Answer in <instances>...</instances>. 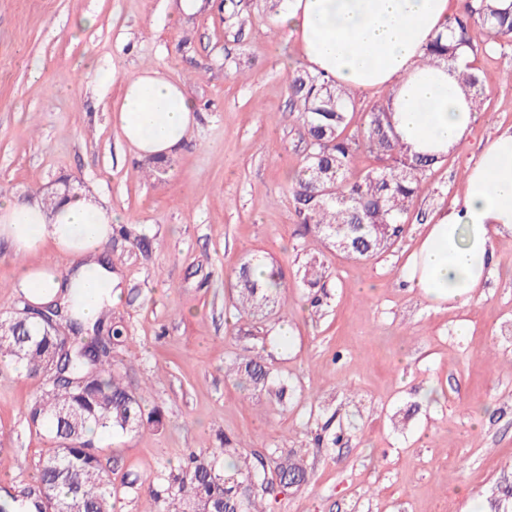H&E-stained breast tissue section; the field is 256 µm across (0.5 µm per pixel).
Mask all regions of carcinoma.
Instances as JSON below:
<instances>
[{"label":"carcinoma","mask_w":512,"mask_h":512,"mask_svg":"<svg viewBox=\"0 0 512 512\" xmlns=\"http://www.w3.org/2000/svg\"><path fill=\"white\" fill-rule=\"evenodd\" d=\"M447 29L426 46L427 64H452L462 53L469 57L512 44V6L501 11L491 0H459ZM457 80L470 92L472 111H482L486 74L467 64ZM288 89L308 138V153L291 178L301 232L339 251L347 245L345 254L354 259L380 254L402 236L411 207L426 189L428 172L443 157L416 153L402 142L388 97L375 103L363 126L352 132L353 91L306 69L294 72ZM364 155L375 165L355 176ZM261 264L254 257L236 275L235 307L243 313L267 305L283 287L273 270L264 283L253 277ZM322 275V261L311 257L303 279L314 284ZM66 325L69 338L35 318L21 320L18 312L0 315V358H12L29 378L50 375L26 415L30 426L56 444L40 462L36 484L17 494H0V512H114L117 492L94 429L112 435L164 425L162 410H146L145 394L130 389L112 356V347L126 340L123 327L114 323L107 334L104 321L89 327L73 317ZM243 372L255 386L267 381V371L257 362L245 365ZM245 478L247 486L225 476L218 458L191 454L183 467L160 473L148 494L154 512H264L257 500L273 481L254 465L247 467ZM304 480L303 462L290 453L281 456L278 484L295 486Z\"/></svg>","instance_id":"carcinoma-1"}]
</instances>
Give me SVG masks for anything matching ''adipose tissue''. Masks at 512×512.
<instances>
[{
    "label": "adipose tissue",
    "mask_w": 512,
    "mask_h": 512,
    "mask_svg": "<svg viewBox=\"0 0 512 512\" xmlns=\"http://www.w3.org/2000/svg\"><path fill=\"white\" fill-rule=\"evenodd\" d=\"M449 0H291L281 19L296 33L313 71L355 91L390 89L397 130L412 151L447 154L461 144L474 114L448 73L429 66L425 47L450 21ZM195 103L166 72L139 71L122 83L116 124L135 153L159 158L177 151L194 119ZM116 215L72 193L55 208L0 196V240L26 260L12 286L35 306L67 300L86 324L118 299L112 271L100 255ZM512 231V130L498 132L464 173L460 204L428 225L408 273L411 288L433 301L470 305L486 280L492 242ZM77 259L70 275L30 263L45 243Z\"/></svg>",
    "instance_id": "adipose-tissue-1"
}]
</instances>
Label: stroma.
<instances>
[{
    "label": "stroma",
    "instance_id": "1",
    "mask_svg": "<svg viewBox=\"0 0 512 512\" xmlns=\"http://www.w3.org/2000/svg\"><path fill=\"white\" fill-rule=\"evenodd\" d=\"M177 0H0V193L26 200L56 183L124 216L111 238L119 303L108 322L132 389L150 387L162 429L103 435L116 512H151L161 470L225 449L274 472L293 452L305 482L275 487L266 512H512V233L493 242L491 273L469 307L427 300L405 280L428 224L461 197L466 163L512 129V45L477 53L485 105L460 150L428 174L405 231L369 260L300 237L290 178L308 151L288 79L295 35L270 0H224L176 15ZM94 14L93 28L76 21ZM112 72L103 81L87 58ZM162 67L197 106L182 147L154 165L112 120L123 79ZM286 285L241 316L231 274L252 255ZM318 256L316 285L303 266ZM269 372L260 387L239 366ZM40 380L0 363V489L36 480L51 448L24 411Z\"/></svg>",
    "mask_w": 512,
    "mask_h": 512
}]
</instances>
